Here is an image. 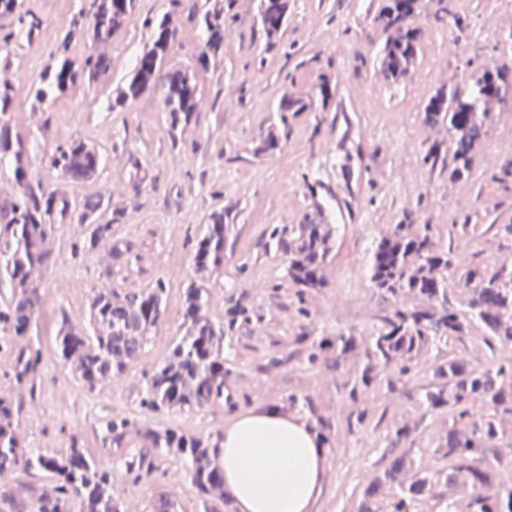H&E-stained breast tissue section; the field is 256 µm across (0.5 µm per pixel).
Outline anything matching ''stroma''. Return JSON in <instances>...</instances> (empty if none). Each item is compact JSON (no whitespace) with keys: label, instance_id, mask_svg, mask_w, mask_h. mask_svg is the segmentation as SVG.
<instances>
[{"label":"stroma","instance_id":"stroma-1","mask_svg":"<svg viewBox=\"0 0 512 512\" xmlns=\"http://www.w3.org/2000/svg\"><path fill=\"white\" fill-rule=\"evenodd\" d=\"M194 0H136L124 26L106 43L88 36L92 0H25L39 16V33L18 35L17 24L0 19V37L10 36V63L0 66V82L15 90L11 125L30 145L29 171L45 185L76 199L99 194L110 202L101 215L112 238L124 246L111 258L107 246L84 244L79 225H56L51 261L39 288L37 327L0 351V396L19 410L24 450L61 454L71 446L87 449L111 472L124 512H152L160 492H171L177 512H204L187 463L154 456L150 477L126 473V454L142 448L145 429L173 428L187 434L223 431L237 415L259 406L293 409L310 424H330L325 446L328 465L322 491L311 512H354L366 473L384 467L401 452L386 434L404 423L418 425L412 454L438 467L433 454L448 430L447 412L423 414V394L435 379L436 357L451 354L476 365L497 360L474 327L463 342L430 349L403 376L397 391L379 386L351 402L345 388L353 365L337 366L336 354L322 352L311 362L297 337L317 342L338 331L370 341L386 308L369 279L376 242L413 211L418 224H434L440 243H453L468 262L492 270L512 262V183L494 180L499 164L512 158V100L491 105V118L473 161L470 180L450 179L447 170L423 161L426 149L447 143L445 124L428 125L422 108L440 89L469 82L474 70L512 59V0H424L416 22L421 54L402 81L385 78L379 67L386 33L371 0H288V28L268 40L254 22L255 0H236L234 19L224 28V59L200 73L202 101L190 123L172 126L158 93L147 92L125 108L109 110L115 85L131 73L147 43V20L171 15L176 36L166 64L196 69L204 33L192 15ZM460 45L449 55V42ZM74 61L106 56L109 69L98 81L35 106L34 94L57 55ZM340 75L338 104L289 116V134L269 155L254 149L277 124L284 92L311 90L326 75ZM234 87L227 102L225 87ZM377 109H369L368 100ZM83 140L103 155L97 176L72 182L51 165L57 146ZM230 211L224 234V269L209 282L208 317L223 322L229 298L246 294L258 321L239 328L224 354V398L192 412L150 413L140 404L146 376L169 343L182 333L183 295L196 275L190 259L205 233L211 212ZM336 227L323 287L297 298L284 281L281 255L265 252L271 224H297L304 218ZM476 224L462 232L460 223ZM178 251L179 273L168 254ZM165 280L163 322L125 375L82 386L57 355L61 320L86 326L88 301L113 288L136 291ZM40 349L34 384L13 376L17 349ZM309 399L289 406V397ZM367 410L364 426L349 429L354 407ZM127 419L124 443L103 446L106 420Z\"/></svg>","mask_w":512,"mask_h":512}]
</instances>
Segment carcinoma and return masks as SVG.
<instances>
[{"mask_svg": "<svg viewBox=\"0 0 512 512\" xmlns=\"http://www.w3.org/2000/svg\"><path fill=\"white\" fill-rule=\"evenodd\" d=\"M234 0H204L196 13L205 33L197 65L206 71L224 57V12ZM134 0H94L90 36L104 43L120 30L133 10ZM422 0H388L376 20L389 31L383 49L382 68L399 81L416 65L417 35L411 22L421 15ZM12 17L27 38L39 32L43 20L24 9V0H0V18ZM256 20L268 36H279L288 27V0H256ZM149 41L138 55L126 81L112 92V108H123L145 92L162 95L171 125L189 122L197 111L200 90L197 72L165 69L169 45L176 31L169 15L148 24ZM109 68L105 57L89 56L76 63L66 56L47 66L46 82L34 99L43 104L81 84H92ZM339 82L325 77L304 93L283 94L279 102L282 128L261 140L255 154H269L288 137V113L311 112L336 99ZM512 95V66L481 68L470 82L431 96L423 108L427 124L448 123V147L433 144L423 161L451 166V177L466 180L472 172L475 151L485 134L489 105ZM14 88L0 82V159L9 160L16 192L0 206V284L10 288L0 301V342L27 336L37 325L39 307L35 273L49 264L47 241L56 222L77 219L88 225L85 241L97 246L111 238L112 225L99 223L106 208L104 197L82 202L70 199L60 188H50L29 176V144L12 134L11 107ZM98 150L83 141L55 149L52 165L72 180H91L99 169ZM226 211L209 215L206 232L193 252L194 271L213 273L224 268ZM335 227L304 219L299 224H272L265 248L284 256L285 278L298 286L297 296L325 283L324 267L333 249ZM460 274L464 288L449 291L448 272ZM370 281L377 297L388 305L370 342L353 332H340L312 347L308 359L319 352L336 350V364L358 359L356 376L348 383V396L359 399L360 390L386 373L389 390L400 379L390 373L408 374L429 348L462 341L478 325L492 353L512 345V265L494 272L463 261L453 246L437 244L433 225H414L411 214L393 225L377 242L371 259ZM209 288L193 282L184 292V332L167 347L163 361L146 377L141 405L155 413L173 409L193 411L224 397V348L232 346L241 324L260 319L245 295L229 300L224 323H214L204 311ZM166 284L156 281L139 291L97 292L89 299L91 333L61 321L56 348L61 362L92 390L100 382L127 372L163 316ZM37 351L19 350L14 359L17 382L32 378L39 364ZM433 375L442 384L425 393L423 416L448 409V432L434 449L443 467L433 469L416 461L410 451L395 457L366 479L355 512H512V490H497V477L512 471V364L496 368L473 366L454 356L437 359ZM18 411L0 399V474L40 470L49 483L40 489L25 488L28 512H123V502L112 490V474L99 468L86 449L72 446L58 455L31 456L18 437ZM127 420L111 419L102 432L103 445L121 444ZM145 447L178 455L189 464V473L205 512H230L224 494V434L191 435L175 429L144 431Z\"/></svg>", "mask_w": 512, "mask_h": 512, "instance_id": "carcinoma-1", "label": "carcinoma"}]
</instances>
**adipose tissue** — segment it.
Segmentation results:
<instances>
[{"instance_id": "adipose-tissue-1", "label": "adipose tissue", "mask_w": 512, "mask_h": 512, "mask_svg": "<svg viewBox=\"0 0 512 512\" xmlns=\"http://www.w3.org/2000/svg\"><path fill=\"white\" fill-rule=\"evenodd\" d=\"M224 488L236 512H311L327 458L302 417L258 407L224 427Z\"/></svg>"}]
</instances>
